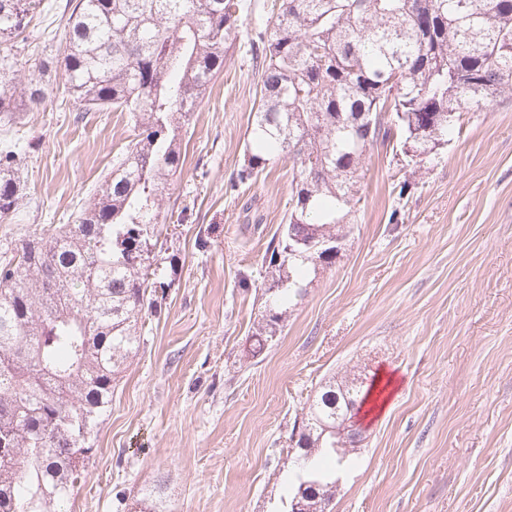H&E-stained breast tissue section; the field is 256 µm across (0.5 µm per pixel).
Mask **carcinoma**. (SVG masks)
Instances as JSON below:
<instances>
[{"instance_id":"1","label":"carcinoma","mask_w":512,"mask_h":512,"mask_svg":"<svg viewBox=\"0 0 512 512\" xmlns=\"http://www.w3.org/2000/svg\"><path fill=\"white\" fill-rule=\"evenodd\" d=\"M43 0H0V43L24 32ZM242 0H66L55 55L75 111L131 114L134 137L75 223L25 242L0 265V512H71L95 453L100 414L141 347L138 316H159L157 289L177 279L156 252L160 201L182 166L180 135L224 57L241 40ZM251 51L260 103L238 172L254 181L284 159L292 205L263 261L265 314L249 336L255 358L301 301L309 274L336 255L307 239L343 238L368 152L400 140L410 161L438 155L465 112L512 95V0H279ZM0 55V125L40 103L39 79L17 81ZM27 152L0 147V219L23 205ZM367 396L354 378L324 382L301 418L294 455L309 512L336 496L351 449L324 427Z\"/></svg>"}]
</instances>
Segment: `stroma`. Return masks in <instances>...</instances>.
<instances>
[{
	"mask_svg": "<svg viewBox=\"0 0 512 512\" xmlns=\"http://www.w3.org/2000/svg\"><path fill=\"white\" fill-rule=\"evenodd\" d=\"M63 28L35 14L22 72L54 56ZM248 47L229 52L181 138L160 240L179 262L161 315L102 417L73 512H281L290 436L330 375L394 378L366 439L336 477L332 512H512V95L463 117L421 165L371 150L335 263L320 267L272 348L247 337L264 303L268 241L292 198V166L242 184L258 105ZM45 100L0 126L26 146L27 206L0 221V264L73 223L132 134L125 112H77L61 70ZM409 182L411 191L400 194Z\"/></svg>",
	"mask_w": 512,
	"mask_h": 512,
	"instance_id": "obj_1",
	"label": "stroma"
}]
</instances>
